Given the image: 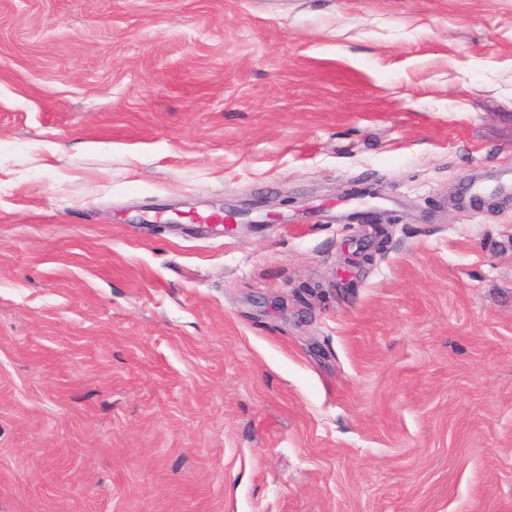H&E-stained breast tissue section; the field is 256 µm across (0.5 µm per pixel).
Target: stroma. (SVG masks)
<instances>
[{"label": "stroma", "instance_id": "35a3bbf8", "mask_svg": "<svg viewBox=\"0 0 512 512\" xmlns=\"http://www.w3.org/2000/svg\"><path fill=\"white\" fill-rule=\"evenodd\" d=\"M0 512H512V0H0Z\"/></svg>", "mask_w": 512, "mask_h": 512}]
</instances>
